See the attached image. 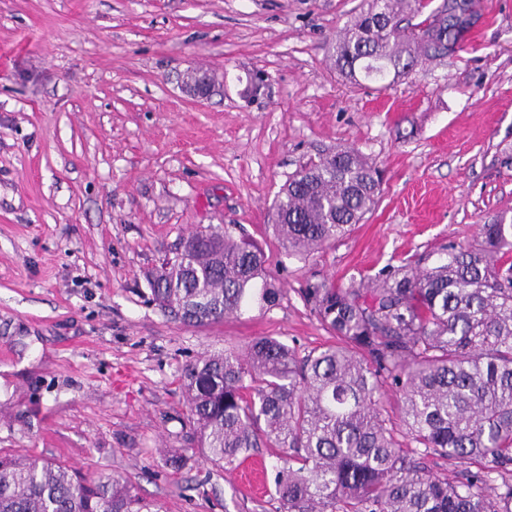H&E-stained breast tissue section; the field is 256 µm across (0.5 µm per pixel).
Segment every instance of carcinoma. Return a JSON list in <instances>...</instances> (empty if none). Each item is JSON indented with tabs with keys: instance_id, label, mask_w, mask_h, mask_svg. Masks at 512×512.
<instances>
[{
	"instance_id": "obj_1",
	"label": "carcinoma",
	"mask_w": 512,
	"mask_h": 512,
	"mask_svg": "<svg viewBox=\"0 0 512 512\" xmlns=\"http://www.w3.org/2000/svg\"><path fill=\"white\" fill-rule=\"evenodd\" d=\"M369 0L332 45L336 70L410 74L455 53L469 6L442 0ZM373 162L349 148L289 177L272 222L282 248L305 256L346 236L380 193ZM234 225L196 232L181 260L148 283L152 301L184 323L209 324L281 296L265 259ZM302 298L333 342L298 358L271 336L240 352L187 363L180 385L194 447L173 448L232 470L258 448H278L277 512H512V224H484L480 240L444 249L429 267L404 265L347 288L326 281ZM399 395V421L381 407ZM431 458L453 459L454 480ZM481 466L473 471L470 464ZM122 478H86L42 458L0 453V512H152Z\"/></svg>"
}]
</instances>
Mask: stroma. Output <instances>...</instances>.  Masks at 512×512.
<instances>
[{"label":"stroma","mask_w":512,"mask_h":512,"mask_svg":"<svg viewBox=\"0 0 512 512\" xmlns=\"http://www.w3.org/2000/svg\"><path fill=\"white\" fill-rule=\"evenodd\" d=\"M361 0H0V451L121 477L157 512H275L277 451L241 476L189 445L180 374L272 336L330 343L301 290L348 286L482 225L512 224V0L444 60L353 85L330 47ZM215 78L197 101L187 75ZM350 147L384 174L375 208L307 258L270 229L289 176ZM234 224L263 250L278 306L187 324L145 279L187 236Z\"/></svg>","instance_id":"obj_1"}]
</instances>
